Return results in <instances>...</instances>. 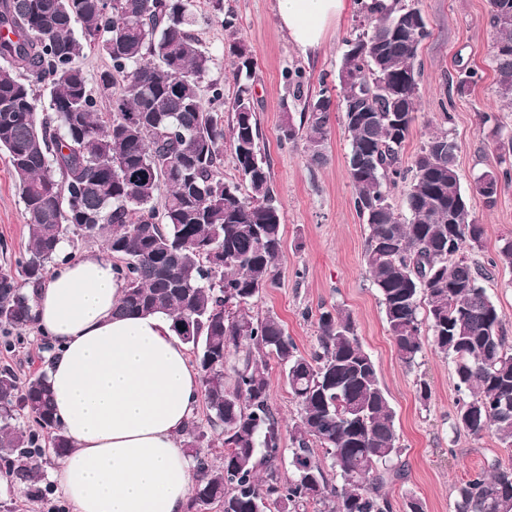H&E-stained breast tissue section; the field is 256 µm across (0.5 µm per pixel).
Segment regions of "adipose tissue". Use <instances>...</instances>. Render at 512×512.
Here are the masks:
<instances>
[{
  "label": "adipose tissue",
  "instance_id": "adipose-tissue-1",
  "mask_svg": "<svg viewBox=\"0 0 512 512\" xmlns=\"http://www.w3.org/2000/svg\"><path fill=\"white\" fill-rule=\"evenodd\" d=\"M349 0H277L302 53L316 51ZM125 284L92 249L30 289L33 324L58 353L55 418L73 445L52 472L72 512H185L193 482L182 445L201 400L198 371L163 313L123 316Z\"/></svg>",
  "mask_w": 512,
  "mask_h": 512
}]
</instances>
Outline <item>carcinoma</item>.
Masks as SVG:
<instances>
[{
    "mask_svg": "<svg viewBox=\"0 0 512 512\" xmlns=\"http://www.w3.org/2000/svg\"><path fill=\"white\" fill-rule=\"evenodd\" d=\"M195 2L0 0V150L28 229L15 266L0 269V346L14 349L32 324L26 287L58 264L59 243L100 240L125 281L115 313L172 318L200 373L207 423L222 435L224 452L213 457L201 423L184 430L194 470L187 512H393L392 486L408 469L395 411L350 314L321 312L318 349L304 354L277 315L249 312L276 277L283 214L257 147L253 58L240 39L229 43L237 91L226 127L220 85L209 84V100L201 96L211 57L192 34ZM489 7L495 89L511 104L512 0ZM355 21L360 32L343 56L339 102L354 208L369 229L364 263L388 332L402 363L414 366L425 309L433 347L454 363L455 429L491 434L511 450L512 349L480 284L489 270L466 257L482 247L485 230L461 187L458 145L434 133L411 166L401 156L418 111L415 59L428 24L416 4L401 0H359ZM88 50L111 63L99 84L122 87L105 115L77 65ZM286 77L303 101L305 149L321 165L331 91L306 95L299 74ZM226 146L236 181L224 179ZM406 181L403 222L390 193ZM487 182L506 185L508 173L486 172L471 186L491 207L498 191L485 193ZM272 360L299 407L288 449L269 403ZM71 450L46 371L22 380L1 367L0 466L30 485L39 461ZM456 492V512H512V467L491 460Z\"/></svg>",
    "mask_w": 512,
    "mask_h": 512,
    "instance_id": "1",
    "label": "carcinoma"
}]
</instances>
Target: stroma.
<instances>
[{
  "instance_id": "stroma-1",
  "label": "stroma",
  "mask_w": 512,
  "mask_h": 512,
  "mask_svg": "<svg viewBox=\"0 0 512 512\" xmlns=\"http://www.w3.org/2000/svg\"><path fill=\"white\" fill-rule=\"evenodd\" d=\"M196 5L198 21L192 33L211 57L209 79L223 87L225 100H233L236 64L225 51L228 33L213 18L212 0H197ZM222 6L234 15L237 36L255 61L251 84L260 145L271 163V187L284 212L276 280L255 300L251 313L276 314L298 348L310 353L318 347L319 313L334 306L349 312L396 412L408 479L391 492L395 512H402L410 495L425 502L426 512H454L456 486L486 461L512 463V451L501 448L492 435L475 437L453 429L457 392L450 358L427 344L415 366L400 361L364 264L368 230L353 205L342 112L336 109L331 114L323 164H311L302 142L282 138L288 117H299L302 109L290 98L286 71L300 72L314 92L321 81L336 83L346 42L354 36V17L346 15L330 28L322 47L306 57L279 28L276 0H223ZM419 6L431 35L415 60L420 106L402 149L405 164H412L431 134L444 131L459 146L456 166L462 186H470L487 171L512 170V158L500 161L494 149L497 138L512 136V107L495 93L488 0H419ZM470 69L480 78L469 90L461 94L449 87V78ZM484 112L492 115V122L482 123ZM470 206L485 227L483 248L471 258L484 265L495 258L505 239L512 238V184L501 188L494 206H486L478 196L472 197ZM26 245L19 189L7 154L0 152V267L12 263ZM422 379L431 388L426 401L418 392ZM43 471L39 496H27L11 486L1 489L0 512H53L63 506L50 477L51 465H44Z\"/></svg>"
}]
</instances>
